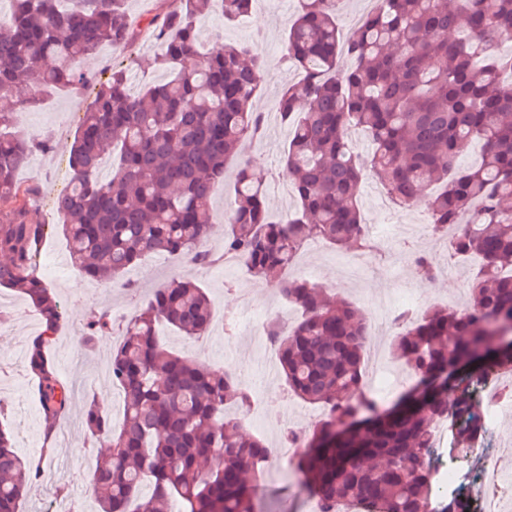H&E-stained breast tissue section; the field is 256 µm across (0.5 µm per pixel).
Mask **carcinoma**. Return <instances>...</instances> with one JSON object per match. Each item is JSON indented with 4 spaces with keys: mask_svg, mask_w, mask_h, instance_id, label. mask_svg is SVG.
<instances>
[{
    "mask_svg": "<svg viewBox=\"0 0 512 512\" xmlns=\"http://www.w3.org/2000/svg\"><path fill=\"white\" fill-rule=\"evenodd\" d=\"M127 0H11L0 22V287L17 288L34 306L41 331L26 345V362L51 441L75 390L61 383L49 349L63 318L56 294L36 273L44 225L31 224L15 176L49 137L12 131L16 114L47 91L72 92L89 79L80 62L110 45L125 48L145 34L158 48L155 64L168 77L131 92L126 70L112 71L86 112L70 151L71 191L60 198L71 264L87 278L131 294L128 272L145 256L166 253L196 271L219 256L243 263L255 278L293 267L312 238L340 251L368 248L358 199L362 182H377L400 207L424 203L433 237L458 258L481 265L461 310L429 305L406 315L391 337L394 360L413 385L392 405L365 389L370 334L361 310L332 301L327 289L300 276L279 292L300 318L286 331L267 321L287 393L323 410L308 433L283 431L298 448L293 474L322 512H468L459 494L436 496L433 475L443 454L473 448L485 426L480 390L512 369V350L493 339L512 329V56L496 55L512 39V0H379L352 35L336 28L338 0H298L286 34L288 60L301 79L277 101L290 131L282 174L296 198L283 221L271 218L265 173L240 158L228 207L222 254L207 247L215 188L226 163L247 141L263 138L265 115L252 108L260 62L253 44L215 36L202 52L197 24L214 6L224 23L248 14L252 0H160L133 23ZM342 55L350 65L338 66ZM368 143L362 153L350 138ZM478 163L461 166L467 147ZM119 152L111 176H100ZM417 278L436 279L435 258L420 254ZM214 303L198 279L178 273L140 304L112 343L108 374L123 394L124 418L114 427L89 398L83 427L98 458L92 474L100 512H253L251 484L268 447L248 438L243 420L250 392L231 371L213 370L176 354L157 339L167 325L187 340L208 335ZM112 316L86 327L90 347L111 333ZM446 424L448 449L435 445ZM53 449L22 458L0 428V512H19Z\"/></svg>",
    "mask_w": 512,
    "mask_h": 512,
    "instance_id": "1",
    "label": "carcinoma"
}]
</instances>
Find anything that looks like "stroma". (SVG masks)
Wrapping results in <instances>:
<instances>
[{
    "instance_id": "obj_1",
    "label": "stroma",
    "mask_w": 512,
    "mask_h": 512,
    "mask_svg": "<svg viewBox=\"0 0 512 512\" xmlns=\"http://www.w3.org/2000/svg\"><path fill=\"white\" fill-rule=\"evenodd\" d=\"M297 9L298 0H253L251 13L235 24H225L217 9L199 22L203 36L220 34L232 43H258L261 88L253 101L255 111L266 112L275 107L281 89L302 76L301 71L287 61L283 43ZM155 52L154 43L143 39L123 51L103 47L96 56L82 63L83 69L91 75L86 84L75 92L47 97L40 106L23 110L19 115L23 129L44 133L52 141L51 150L36 151L29 156L16 179L21 186L39 188L27 204L29 222L44 227L36 258L37 271L63 305L61 328L51 347L52 358L59 379L79 390L71 403L69 419L56 433L50 464L36 491L21 502L20 512H95V497L90 487L95 452L89 448L82 426L86 397L104 401L114 423H121L123 419L122 394L106 375L113 339L102 337L88 349L83 345V335L87 323L101 310L126 316L133 312L134 306L121 290L104 287L84 278L76 268L65 267L68 250L57 206L59 199L72 187L71 145L102 84L110 79L116 67L128 69L129 87L134 92L161 81L166 73L153 65ZM287 143V136L279 128L270 126L264 137L247 149L252 165L268 173L265 194L270 212L276 218L295 205L289 181L278 172ZM412 249L432 255L442 273L435 281L424 284L407 278V286H423L428 304L451 309L464 305L472 262L448 259L445 241L432 236L414 241ZM343 258V253L323 243L305 247L298 261L299 274L355 303L366 317L375 316L384 294L397 286L393 260H376L360 280L345 281L337 272ZM184 269V263L176 257L150 254L139 267L130 271L129 277L146 293ZM198 278L208 289L218 312L246 307L272 311L281 303L275 285L253 278L238 263L213 266L200 272ZM40 328L37 312L24 297L12 289L0 288V400L9 406L8 414L0 417V423L14 429L15 451L22 457L39 454L46 444L43 415L31 396L24 361L27 339ZM161 339L167 348L210 368L235 370L253 397L267 399L269 409L274 410L277 417L273 420L265 417L257 423L246 421L249 435L272 446L279 441L284 428L312 430L319 416L318 409L284 395L277 354L267 351L249 332H242L231 342L225 341L215 329L201 342L186 340L172 331L164 332ZM255 501L259 512H300L288 461L265 464L262 479L255 488Z\"/></svg>"
}]
</instances>
